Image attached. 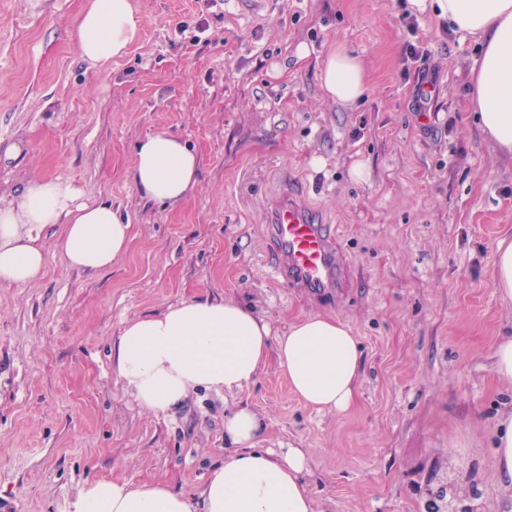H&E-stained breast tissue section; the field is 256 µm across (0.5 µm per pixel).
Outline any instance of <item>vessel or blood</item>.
Segmentation results:
<instances>
[{"label": "vessel or blood", "instance_id": "vessel-or-blood-1", "mask_svg": "<svg viewBox=\"0 0 512 512\" xmlns=\"http://www.w3.org/2000/svg\"><path fill=\"white\" fill-rule=\"evenodd\" d=\"M267 240L274 280L314 297L342 296L346 257L319 214L297 201L291 188H282L268 217Z\"/></svg>", "mask_w": 512, "mask_h": 512}]
</instances>
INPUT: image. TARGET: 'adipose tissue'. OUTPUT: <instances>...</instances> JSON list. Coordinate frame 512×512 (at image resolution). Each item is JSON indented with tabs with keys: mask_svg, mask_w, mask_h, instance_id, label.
Wrapping results in <instances>:
<instances>
[{
	"mask_svg": "<svg viewBox=\"0 0 512 512\" xmlns=\"http://www.w3.org/2000/svg\"><path fill=\"white\" fill-rule=\"evenodd\" d=\"M440 16L461 33L480 38L483 54L472 72L470 103L485 138L512 157V0H436ZM135 0H89L75 34L82 58L105 67L125 56L138 39ZM322 88L331 99L354 103L367 88L356 55L331 47L323 58ZM199 159L178 135L158 131L135 149L131 180L146 200L178 208L198 183ZM64 227L61 250L69 266L97 272L126 255L131 226L111 203L85 202L80 190L59 179L24 186L0 205V285L26 286L42 277L48 254L40 234ZM276 355L293 393L307 406L350 412L358 396L361 347L344 321L310 315L273 336L269 322L231 299L192 297L164 311L128 320L112 347V365L137 403L154 413L182 406L201 389L232 395ZM263 428L246 406L224 418L234 443L201 491L203 512H315L303 475L306 449L275 453L258 447ZM72 512H192L187 496L164 483L131 487L118 479L88 482Z\"/></svg>",
	"mask_w": 512,
	"mask_h": 512,
	"instance_id": "1",
	"label": "adipose tissue"
}]
</instances>
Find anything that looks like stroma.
I'll return each mask as SVG.
<instances>
[{"mask_svg":"<svg viewBox=\"0 0 512 512\" xmlns=\"http://www.w3.org/2000/svg\"><path fill=\"white\" fill-rule=\"evenodd\" d=\"M262 2L137 0L139 41L99 69L71 37L87 0H0V204L58 178L131 224L125 257L94 275L69 267L63 227L49 226L44 277L0 286V512H68L99 478L198 496L233 449L224 416L240 404L264 423L260 447L307 449L316 512H437L453 495L512 512L493 455L512 385L492 367L512 336L492 282L512 239V159L468 104L482 45L443 26L434 0ZM410 43L424 51L412 63ZM334 45L366 67L352 105L321 87ZM422 74L435 82L427 117L414 106ZM161 130L199 158L176 209L130 180L137 142ZM285 184L337 227L343 302L271 278L264 225ZM200 295L253 307L277 335L309 315L347 322L363 354L354 409L305 406L273 357L235 396L141 408L113 342L127 320Z\"/></svg>","mask_w":512,"mask_h":512,"instance_id":"stroma-1","label":"stroma"}]
</instances>
